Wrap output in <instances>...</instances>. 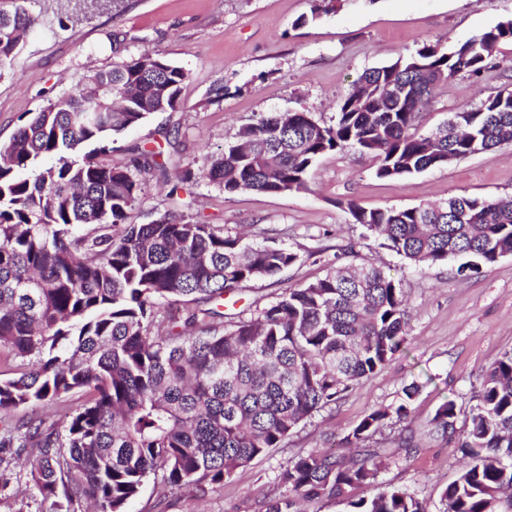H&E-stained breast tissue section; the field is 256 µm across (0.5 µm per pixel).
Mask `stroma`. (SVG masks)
Segmentation results:
<instances>
[{"instance_id":"stroma-1","label":"stroma","mask_w":512,"mask_h":512,"mask_svg":"<svg viewBox=\"0 0 512 512\" xmlns=\"http://www.w3.org/2000/svg\"><path fill=\"white\" fill-rule=\"evenodd\" d=\"M27 8L36 23L22 44L19 66L0 70V143L48 97L147 51L188 71L181 103L113 135L111 159L121 166L132 149L154 150L172 175L208 168L243 126L271 112L304 111L333 124L339 102L365 71L426 43L455 47L512 18V0H345L302 27L297 21L309 14L311 0H28ZM494 54L499 66L481 82L461 74L436 88L415 123L418 133L512 90V41L499 43ZM375 168L371 158L348 148L320 157L305 191L228 193L200 181L184 186L177 203L158 178H148L129 223L172 212L298 253V262L278 276L246 282L226 296L225 321L253 317L337 263L372 265L400 281L408 324L401 351L382 370L301 423L282 447L239 468L223 489H171L152 478L128 512H264L265 503L283 492L276 476L289 458L310 448H338L365 415L394 404L411 383L419 392L408 419L384 426L370 445L385 460L381 482L414 493L438 512L441 494L464 460L456 443L429 438L426 431L450 399L459 410L456 427L464 429L482 375L512 352V255L471 276L458 275L452 262L418 269L355 224L347 204L405 209L458 195L511 196L512 146L399 180L378 178ZM410 430L419 446L407 454L399 442ZM0 477L8 481L0 488V512H51V502L26 492L27 477L6 449L0 451Z\"/></svg>"}]
</instances>
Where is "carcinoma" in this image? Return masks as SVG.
Here are the masks:
<instances>
[{"label":"carcinoma","instance_id":"cac0c4a2","mask_svg":"<svg viewBox=\"0 0 512 512\" xmlns=\"http://www.w3.org/2000/svg\"><path fill=\"white\" fill-rule=\"evenodd\" d=\"M342 2L312 0L311 19ZM34 23L22 3L0 11L1 69L16 64ZM505 39L512 40V19L452 51L425 44L362 74L335 124L303 111L267 114L209 168L180 181L277 194L308 189L313 164L349 147L376 160L377 177L396 179L511 146L512 90L434 132H413L434 89L460 73L480 80ZM188 77L146 51L48 99L0 144V352L31 364L0 380V413L90 394L56 408L57 426L29 421L0 434L32 493L59 512L82 501L93 512H126L159 472L171 488H222L368 380L405 340L403 288L380 269L333 268L226 325L223 312L201 304L277 276L298 254L167 213L125 223L141 191L138 176L166 170L139 149L112 165L110 138L175 109ZM46 158L54 163L42 164ZM347 208L354 223L418 268L457 261L463 275L512 254L511 196ZM417 392L411 383L398 404L368 413L342 439L351 453L311 448L289 459L277 475L285 494L265 512H304L299 504L324 499L345 502L349 512H427L414 494L377 482L384 461L366 445L388 422L408 418ZM456 419L448 400L431 420L430 433L458 440L468 458L443 492L444 512H512V352L481 377L460 439ZM363 487L373 494L358 495Z\"/></svg>","mask_w":512,"mask_h":512}]
</instances>
